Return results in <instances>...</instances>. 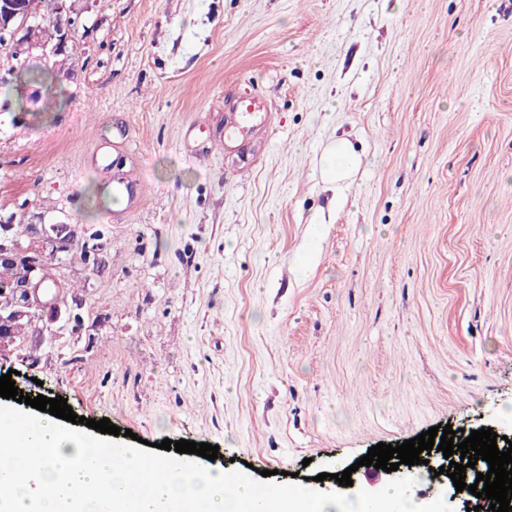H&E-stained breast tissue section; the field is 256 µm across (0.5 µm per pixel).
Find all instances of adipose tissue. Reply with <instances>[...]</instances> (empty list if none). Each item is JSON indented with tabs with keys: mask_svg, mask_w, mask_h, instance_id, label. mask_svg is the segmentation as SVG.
Instances as JSON below:
<instances>
[{
	"mask_svg": "<svg viewBox=\"0 0 512 512\" xmlns=\"http://www.w3.org/2000/svg\"><path fill=\"white\" fill-rule=\"evenodd\" d=\"M359 156L344 138L327 149L318 176L323 183L344 185ZM101 437L44 414L29 420L26 433L0 428V452L13 450V466L0 471V484L11 493L0 499V512H97L108 500L115 512H188L196 502L209 512H238L240 504L257 505L259 512H441L442 498L421 501L396 485L363 490L353 497L325 495L305 488L257 491L247 479L228 489L220 470L194 466L176 457L161 459L150 471L151 497L130 494L128 478L140 467L134 450H127L124 467L96 454Z\"/></svg>",
	"mask_w": 512,
	"mask_h": 512,
	"instance_id": "adipose-tissue-1",
	"label": "adipose tissue"
}]
</instances>
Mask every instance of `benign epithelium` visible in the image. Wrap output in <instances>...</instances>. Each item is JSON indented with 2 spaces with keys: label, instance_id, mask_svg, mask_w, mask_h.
Returning a JSON list of instances; mask_svg holds the SVG:
<instances>
[{
  "label": "benign epithelium",
  "instance_id": "obj_1",
  "mask_svg": "<svg viewBox=\"0 0 512 512\" xmlns=\"http://www.w3.org/2000/svg\"><path fill=\"white\" fill-rule=\"evenodd\" d=\"M50 3L60 23L56 33L46 37L33 24L29 0H0V48L8 51L16 61L9 75L26 67L33 51H43L52 42L55 47H60L78 28L79 18L71 15L66 0H50ZM26 229L33 241L25 247L14 233L13 218L0 219V264L22 269L20 280L12 288L11 304L0 306V361L8 359L13 352L16 343L14 322L31 315L34 309L59 310V301L46 300L41 294V287L48 279L49 258L77 246L83 258L88 260L100 247L98 234L92 233L79 240L67 224H52L47 229L30 224Z\"/></svg>",
  "mask_w": 512,
  "mask_h": 512
}]
</instances>
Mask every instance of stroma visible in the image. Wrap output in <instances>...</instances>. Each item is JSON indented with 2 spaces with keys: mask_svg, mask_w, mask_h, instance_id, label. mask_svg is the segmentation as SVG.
Listing matches in <instances>:
<instances>
[{
  "mask_svg": "<svg viewBox=\"0 0 512 512\" xmlns=\"http://www.w3.org/2000/svg\"><path fill=\"white\" fill-rule=\"evenodd\" d=\"M53 84L0 97V216L100 234L49 263L78 331L28 325L25 395L114 445L218 446L261 488L352 495L434 426L512 435V0H67ZM261 134L220 138L235 97ZM347 138L350 185L313 170ZM121 182L120 205L93 198ZM132 437H125V430ZM414 482H437L428 452ZM351 470L343 487L334 476Z\"/></svg>",
  "mask_w": 512,
  "mask_h": 512,
  "instance_id": "obj_1",
  "label": "stroma"
}]
</instances>
